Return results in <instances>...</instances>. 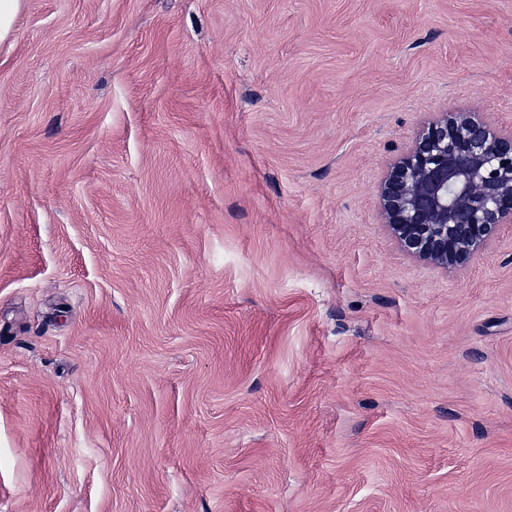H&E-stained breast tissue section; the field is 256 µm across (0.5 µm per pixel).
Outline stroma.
Listing matches in <instances>:
<instances>
[{
    "label": "stroma",
    "mask_w": 512,
    "mask_h": 512,
    "mask_svg": "<svg viewBox=\"0 0 512 512\" xmlns=\"http://www.w3.org/2000/svg\"><path fill=\"white\" fill-rule=\"evenodd\" d=\"M512 132V0H23L0 43V512H512V224L377 186ZM378 194L383 223L406 254L460 267L512 224V135L479 113L445 112L418 132Z\"/></svg>",
    "instance_id": "35a3bbf8"
}]
</instances>
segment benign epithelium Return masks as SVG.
Segmentation results:
<instances>
[{
  "label": "benign epithelium",
  "instance_id": "obj_1",
  "mask_svg": "<svg viewBox=\"0 0 512 512\" xmlns=\"http://www.w3.org/2000/svg\"><path fill=\"white\" fill-rule=\"evenodd\" d=\"M378 194L383 223L406 254L460 267L512 224V135L476 112H445L418 132Z\"/></svg>",
  "mask_w": 512,
  "mask_h": 512
}]
</instances>
